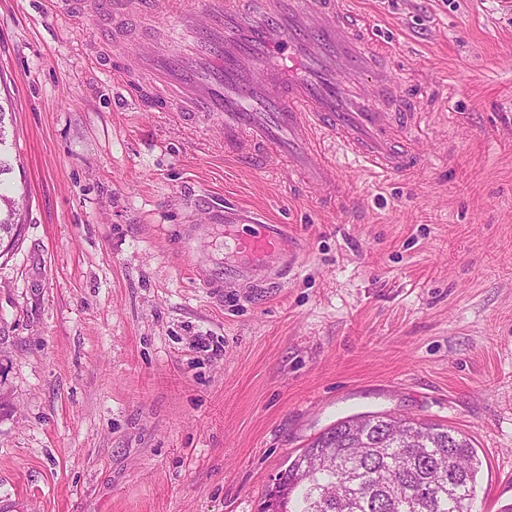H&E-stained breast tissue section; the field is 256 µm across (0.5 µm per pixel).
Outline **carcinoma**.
<instances>
[{
	"instance_id": "1",
	"label": "carcinoma",
	"mask_w": 512,
	"mask_h": 512,
	"mask_svg": "<svg viewBox=\"0 0 512 512\" xmlns=\"http://www.w3.org/2000/svg\"><path fill=\"white\" fill-rule=\"evenodd\" d=\"M0 105V176L11 173ZM23 204L0 192L3 252L22 230ZM482 461L452 427L371 412L344 418L275 478L279 512H476Z\"/></svg>"
}]
</instances>
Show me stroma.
I'll return each instance as SVG.
<instances>
[{
  "label": "stroma",
  "mask_w": 512,
  "mask_h": 512,
  "mask_svg": "<svg viewBox=\"0 0 512 512\" xmlns=\"http://www.w3.org/2000/svg\"><path fill=\"white\" fill-rule=\"evenodd\" d=\"M413 57L423 163L384 180L335 155V204L242 166L224 125L119 105L68 0H0V94L27 195L0 257V501L17 512H262L336 421L451 426L479 512L512 502V0H357ZM297 257L243 265L224 210Z\"/></svg>",
  "instance_id": "1"
}]
</instances>
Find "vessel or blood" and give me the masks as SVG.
Segmentation results:
<instances>
[{"label": "vessel or blood", "instance_id": "1", "mask_svg": "<svg viewBox=\"0 0 512 512\" xmlns=\"http://www.w3.org/2000/svg\"><path fill=\"white\" fill-rule=\"evenodd\" d=\"M353 0H80L107 33L91 63L135 103L224 124V147L250 167L277 157L314 187L339 183L326 149L376 177L421 163L396 130L408 112ZM246 232H239V225ZM224 228L249 266L287 251L283 225L228 208Z\"/></svg>", "mask_w": 512, "mask_h": 512}]
</instances>
